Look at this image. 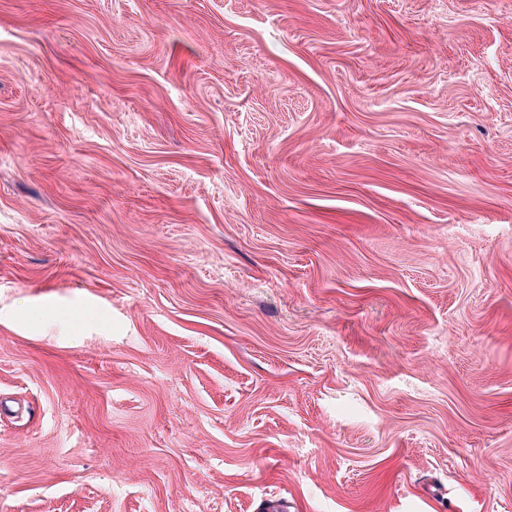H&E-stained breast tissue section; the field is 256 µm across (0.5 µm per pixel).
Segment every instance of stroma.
Returning <instances> with one entry per match:
<instances>
[{"label":"stroma","instance_id":"35a3bbf8","mask_svg":"<svg viewBox=\"0 0 512 512\" xmlns=\"http://www.w3.org/2000/svg\"><path fill=\"white\" fill-rule=\"evenodd\" d=\"M512 512V0H0V512Z\"/></svg>","mask_w":512,"mask_h":512}]
</instances>
